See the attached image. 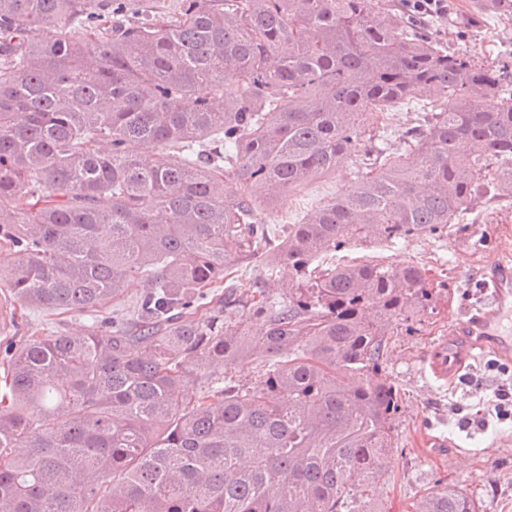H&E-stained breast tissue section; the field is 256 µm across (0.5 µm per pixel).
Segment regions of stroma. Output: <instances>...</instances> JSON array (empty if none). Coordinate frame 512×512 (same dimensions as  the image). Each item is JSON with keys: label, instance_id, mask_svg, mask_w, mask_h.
<instances>
[{"label": "stroma", "instance_id": "1", "mask_svg": "<svg viewBox=\"0 0 512 512\" xmlns=\"http://www.w3.org/2000/svg\"><path fill=\"white\" fill-rule=\"evenodd\" d=\"M473 0H451L444 19H425L449 50L487 62L512 59V17L473 15ZM358 157L291 191L273 209L259 210L266 224H298L317 206L353 188ZM512 258V198L487 196L464 214L460 230L416 236L394 244L353 242L328 254L333 263H414L447 283L450 300L421 319L400 323L389 338L382 369L401 394L393 421L394 461L374 497L386 512H413L424 494L453 484L472 494L478 512H512V418L491 409L498 389L512 386V363L489 356L452 381L436 377L432 353L455 332L456 319L482 296L486 269ZM84 312L27 313L22 335L95 331Z\"/></svg>", "mask_w": 512, "mask_h": 512}]
</instances>
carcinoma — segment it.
<instances>
[{
    "label": "carcinoma",
    "instance_id": "1",
    "mask_svg": "<svg viewBox=\"0 0 512 512\" xmlns=\"http://www.w3.org/2000/svg\"><path fill=\"white\" fill-rule=\"evenodd\" d=\"M98 11L0 0V294L100 323L0 340V512H384L387 337L444 284L316 261L446 233L491 186L512 197V71L395 0H180L161 20L112 0L103 30ZM413 98L428 124L379 156L373 118ZM359 151L356 185L274 243L257 208ZM256 258L269 281L295 270L288 301L215 294ZM134 288L131 313L109 309ZM232 305L250 320L224 322ZM246 361L254 379L232 377ZM415 512L477 506L446 485Z\"/></svg>",
    "mask_w": 512,
    "mask_h": 512
}]
</instances>
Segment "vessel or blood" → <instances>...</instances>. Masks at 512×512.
<instances>
[{
    "label": "vessel or blood",
    "mask_w": 512,
    "mask_h": 512,
    "mask_svg": "<svg viewBox=\"0 0 512 512\" xmlns=\"http://www.w3.org/2000/svg\"><path fill=\"white\" fill-rule=\"evenodd\" d=\"M485 289L487 300L476 312L463 313L455 336L439 346L433 365L437 377L455 379L465 359L478 351L512 360V263L490 268Z\"/></svg>",
    "instance_id": "obj_1"
}]
</instances>
